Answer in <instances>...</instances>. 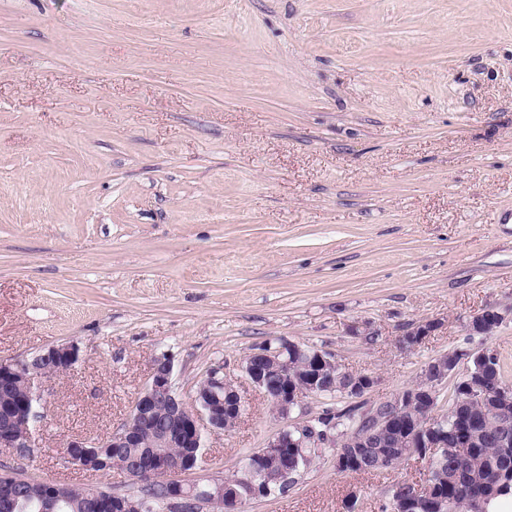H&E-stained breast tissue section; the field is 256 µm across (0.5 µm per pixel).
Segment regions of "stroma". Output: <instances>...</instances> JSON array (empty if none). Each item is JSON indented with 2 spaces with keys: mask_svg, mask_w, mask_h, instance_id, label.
Listing matches in <instances>:
<instances>
[{
  "mask_svg": "<svg viewBox=\"0 0 512 512\" xmlns=\"http://www.w3.org/2000/svg\"><path fill=\"white\" fill-rule=\"evenodd\" d=\"M487 305H512V0H0V360L81 349L33 457L0 463L135 493L63 447L123 424L167 353L184 399L218 366L243 397L184 477L223 479L283 427L257 348L333 353L373 402L456 350L512 382V317L464 329ZM423 469L326 448L245 512H381Z\"/></svg>",
  "mask_w": 512,
  "mask_h": 512,
  "instance_id": "1",
  "label": "stroma"
}]
</instances>
